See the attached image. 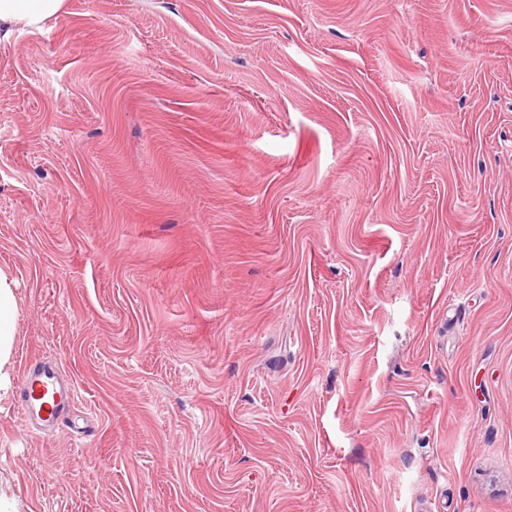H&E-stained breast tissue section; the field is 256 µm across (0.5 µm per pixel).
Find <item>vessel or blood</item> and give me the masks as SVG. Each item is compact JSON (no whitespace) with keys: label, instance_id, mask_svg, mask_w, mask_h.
<instances>
[{"label":"vessel or blood","instance_id":"1","mask_svg":"<svg viewBox=\"0 0 512 512\" xmlns=\"http://www.w3.org/2000/svg\"><path fill=\"white\" fill-rule=\"evenodd\" d=\"M77 398L75 384L62 382L58 369L49 363L26 366L20 383V402L26 422L56 428Z\"/></svg>","mask_w":512,"mask_h":512}]
</instances>
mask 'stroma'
<instances>
[{"mask_svg":"<svg viewBox=\"0 0 512 512\" xmlns=\"http://www.w3.org/2000/svg\"><path fill=\"white\" fill-rule=\"evenodd\" d=\"M22 512H512V0H68L0 34ZM20 402L27 423L58 428L65 411L77 398L74 383H63L58 369L49 363L26 365L20 383Z\"/></svg>","mask_w":512,"mask_h":512,"instance_id":"stroma-1","label":"stroma"}]
</instances>
